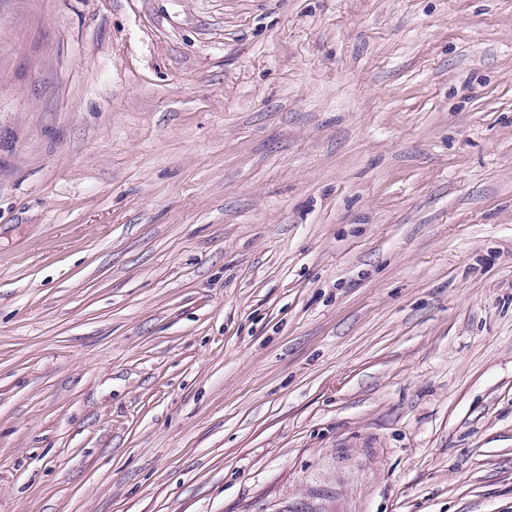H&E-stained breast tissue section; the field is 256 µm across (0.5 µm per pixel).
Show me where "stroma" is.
Returning a JSON list of instances; mask_svg holds the SVG:
<instances>
[{
  "label": "stroma",
  "mask_w": 512,
  "mask_h": 512,
  "mask_svg": "<svg viewBox=\"0 0 512 512\" xmlns=\"http://www.w3.org/2000/svg\"><path fill=\"white\" fill-rule=\"evenodd\" d=\"M0 512H512V0H0Z\"/></svg>",
  "instance_id": "stroma-1"
}]
</instances>
